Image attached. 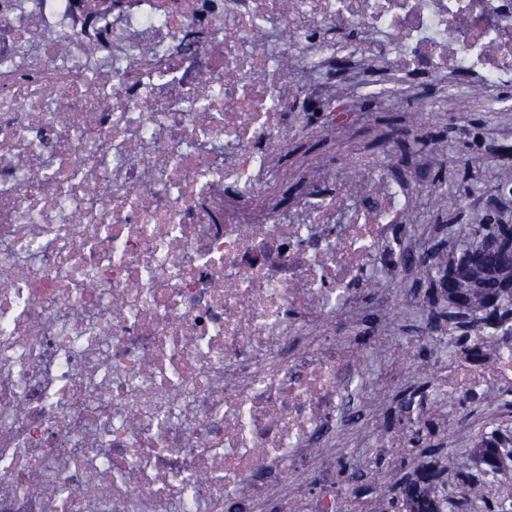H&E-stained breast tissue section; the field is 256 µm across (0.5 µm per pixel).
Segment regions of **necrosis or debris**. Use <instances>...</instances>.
<instances>
[{
  "instance_id": "obj_1",
  "label": "necrosis or debris",
  "mask_w": 512,
  "mask_h": 512,
  "mask_svg": "<svg viewBox=\"0 0 512 512\" xmlns=\"http://www.w3.org/2000/svg\"><path fill=\"white\" fill-rule=\"evenodd\" d=\"M505 88L512 0H0V512H387L338 442L477 447L448 405L512 389V341L410 362L440 331L388 283L433 106Z\"/></svg>"
}]
</instances>
